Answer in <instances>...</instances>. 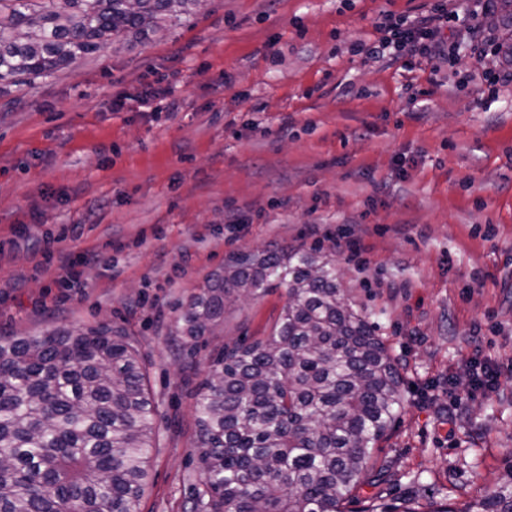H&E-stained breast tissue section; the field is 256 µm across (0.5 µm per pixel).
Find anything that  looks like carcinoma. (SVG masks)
<instances>
[{
    "mask_svg": "<svg viewBox=\"0 0 512 512\" xmlns=\"http://www.w3.org/2000/svg\"><path fill=\"white\" fill-rule=\"evenodd\" d=\"M201 0H0V83L51 78L109 43L142 41ZM283 287L269 336L217 353L199 385L190 512H343L392 476L376 450L399 419V367L342 288L332 254L237 253L185 306L189 350L226 304ZM157 402L123 329L0 336V512H141ZM361 512H418L381 493ZM512 512V469L457 511Z\"/></svg>",
    "mask_w": 512,
    "mask_h": 512,
    "instance_id": "carcinoma-1",
    "label": "carcinoma"
}]
</instances>
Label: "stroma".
Returning <instances> with one entry per match:
<instances>
[{"mask_svg":"<svg viewBox=\"0 0 512 512\" xmlns=\"http://www.w3.org/2000/svg\"><path fill=\"white\" fill-rule=\"evenodd\" d=\"M433 2L204 0L0 90V336H136L159 404L143 512H189L197 384L224 343L270 333L284 291L226 307L189 359L177 320L228 256L275 245L335 255L404 377L388 502L459 505L512 469V81L481 83L512 69V0H448L476 32L445 30L443 64L359 50ZM87 249L73 281L46 261ZM476 356L500 385L470 400Z\"/></svg>","mask_w":512,"mask_h":512,"instance_id":"35a3bbf8","label":"stroma"}]
</instances>
